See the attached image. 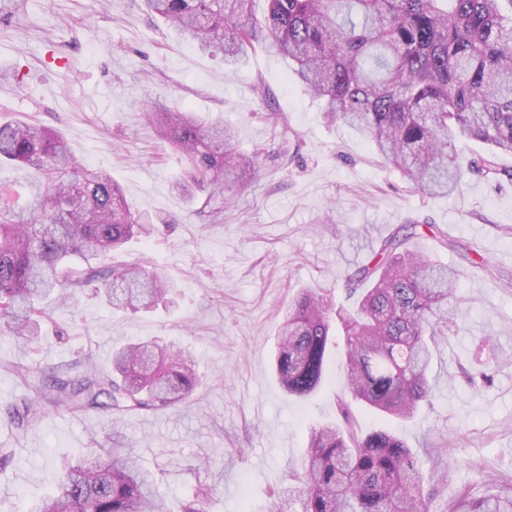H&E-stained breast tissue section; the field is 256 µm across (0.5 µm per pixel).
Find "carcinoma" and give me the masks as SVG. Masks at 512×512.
Masks as SVG:
<instances>
[{"label": "carcinoma", "mask_w": 512, "mask_h": 512, "mask_svg": "<svg viewBox=\"0 0 512 512\" xmlns=\"http://www.w3.org/2000/svg\"><path fill=\"white\" fill-rule=\"evenodd\" d=\"M143 0L201 51L237 65L256 46L288 58L293 78L324 112L366 136L376 153L413 188L451 195L464 170L496 176L497 156L512 153V0ZM147 124L183 159L186 176L172 189L216 213L231 175L259 166L237 149L224 120L161 101H142ZM470 142L487 146L476 163ZM24 182L0 181V333L39 342L41 303H67L95 286L115 310H148L173 286L147 265H114L112 253L148 237L120 186L75 157L62 134L28 122L0 123V167ZM408 220L382 238L370 259L339 276L357 297L353 310L333 303L330 288H303L278 326L275 372L288 395L307 399L321 388L324 367L343 337L346 384L339 421L310 428L300 469L272 496L297 512H429L418 456L390 429L364 434L352 408L394 420L412 419L430 403L429 373L438 339L455 327L448 304L465 276L412 250L420 229ZM25 384L53 408L106 412L117 424L142 411L188 403L197 380L188 352L155 340L112 353V370L91 360L75 373L25 370ZM15 430L37 424L28 398L5 409ZM212 488L198 486L178 510L159 494L153 475L125 448H85L59 471L54 491L33 512H207ZM444 512H512V488L473 498L465 493Z\"/></svg>", "instance_id": "cac0c4a2"}]
</instances>
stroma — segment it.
<instances>
[{"instance_id":"stroma-1","label":"stroma","mask_w":512,"mask_h":512,"mask_svg":"<svg viewBox=\"0 0 512 512\" xmlns=\"http://www.w3.org/2000/svg\"><path fill=\"white\" fill-rule=\"evenodd\" d=\"M13 72L22 87L0 88V120L58 129L77 157L108 170L155 226L114 262L150 263L175 291L169 304L132 312L88 288L52 312L40 344L0 339V444L15 450L0 468V512H29L85 448L129 449L172 507L204 484L213 489L208 512H276L272 486L300 466L310 427L337 419L345 384L333 356L316 395L283 392L273 368L279 309L299 289L332 285L409 219L436 226L417 251L454 265L461 246L475 265L449 304L457 327L440 342L431 406L402 423L361 409L358 421L368 432L392 428L417 451L435 489L430 512L460 493L512 485V362L489 366L487 380L469 378L484 339L512 359V155L498 157L497 179L469 174L452 195H420L365 138L327 119L286 58L258 47L225 68L150 19L143 0H21L0 19V73ZM147 98L224 117L240 149L259 152L250 185L230 182L218 216L196 214L171 190L184 164L143 123ZM155 337L195 357L201 384L186 406L117 427L99 413L49 409L12 434L4 408L29 394L17 366L89 358L107 369L113 347Z\"/></svg>"}]
</instances>
